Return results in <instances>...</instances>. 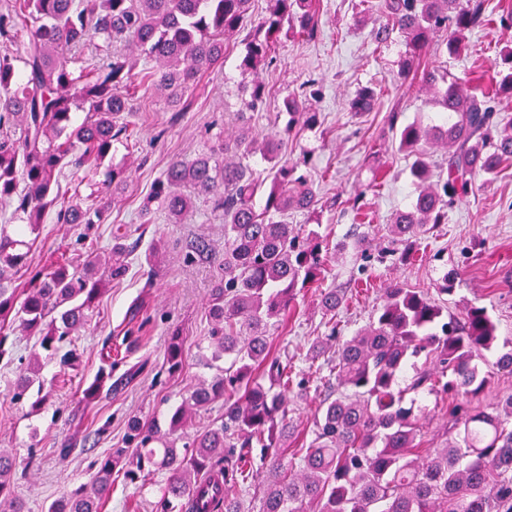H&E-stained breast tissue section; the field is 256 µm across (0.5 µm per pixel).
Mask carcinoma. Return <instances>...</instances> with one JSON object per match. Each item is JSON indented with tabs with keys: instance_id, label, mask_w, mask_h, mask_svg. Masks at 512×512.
<instances>
[{
	"instance_id": "cac0c4a2",
	"label": "carcinoma",
	"mask_w": 512,
	"mask_h": 512,
	"mask_svg": "<svg viewBox=\"0 0 512 512\" xmlns=\"http://www.w3.org/2000/svg\"><path fill=\"white\" fill-rule=\"evenodd\" d=\"M251 0H7L0 11V209L12 207L21 223L0 224V359L7 349L6 326L35 338L26 370L14 382L13 398L36 391L37 408L44 363L72 364L71 336L83 328L103 286L126 273V260L141 237L117 226L110 256H88L82 267L52 263L35 271L22 288L13 276L37 243L48 214L58 224H102L127 169L112 165L100 195L71 200L59 190L64 169L93 170L127 131L132 116L131 55L161 64L148 72L158 86L183 94L204 70L224 62L226 36L245 27ZM387 21L380 34L397 29L407 38L403 70L416 74L432 37L452 55L467 48L466 33L492 22L487 0H377ZM316 0H267L266 16L243 39L240 68L269 65L275 45L297 34L318 31ZM95 37L117 51L89 67L75 68L70 55ZM24 65L19 73L15 63ZM498 93H512V49L501 52ZM422 81L435 95V118L397 127L389 119L398 150L414 157L410 167L417 196L387 225V246L376 259H409L421 242L448 219V208L467 193L476 175L493 176L512 164V117L495 105L496 94H468L458 78L426 71ZM269 96L256 80L247 106ZM288 124L264 136L261 155L269 164L259 180L245 165L225 160L252 153L243 132L217 140L205 153L172 162L155 181L140 211L143 223L154 210L180 224L199 194L213 198L224 216V277L210 288V331L200 364L214 371L183 394L166 426L133 418L127 448L96 462L89 482L53 502L47 512H101L112 489V473L131 483L167 474L155 512H512V393L492 394L495 377H512V348L498 347L497 326L486 308L470 306L462 318L448 311L442 296L455 290L448 275L437 294L407 283L385 289L370 323L345 339L336 311L344 291L321 296L327 334L309 345L305 360L317 366L318 399L312 426L294 422V399L308 398V381L295 382L288 396V350L272 353L297 290L325 277L327 244L315 230L288 223V213L312 212L319 204L311 177L281 158L284 138L294 127L318 124V113L298 96L286 100ZM376 88H359L349 100L354 113L373 111ZM86 111L76 124L72 109ZM449 145L447 171L433 176L427 161L430 141ZM262 205H256V197ZM353 247L366 252L371 233L355 231ZM185 258L210 260L202 241ZM185 344L171 332L166 364L181 370ZM112 368H101L85 391L93 401ZM451 400L440 443L424 448L419 395ZM224 401V416L190 433L188 421ZM15 458L0 451V500L6 497ZM254 489L259 507H247L243 492Z\"/></svg>"
}]
</instances>
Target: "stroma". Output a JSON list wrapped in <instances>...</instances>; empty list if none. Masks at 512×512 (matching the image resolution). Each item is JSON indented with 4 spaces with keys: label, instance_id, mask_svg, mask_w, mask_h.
Segmentation results:
<instances>
[{
    "label": "stroma",
    "instance_id": "1",
    "mask_svg": "<svg viewBox=\"0 0 512 512\" xmlns=\"http://www.w3.org/2000/svg\"><path fill=\"white\" fill-rule=\"evenodd\" d=\"M360 0H320L319 27L313 39H284L276 47L271 67L259 71L271 94L257 110H249L241 88L250 74L240 67L242 35L230 38L223 65L201 72L182 96L173 97L145 80L143 64H136L135 80L141 88L134 96V114L128 138L113 142L112 160L126 164L130 177L105 223L83 229L47 218L30 255L31 270H38L52 254H65L70 262L83 259L84 246L77 236L87 232L93 249L107 252L111 227H142L143 244L163 242L165 249L153 276H146L140 257L128 260L123 279L112 281L98 299L90 321L72 336L78 359L73 366L50 364L42 371L50 401L32 411L31 397L13 399V382L25 367L30 343L21 333L8 339V353L0 359V449L17 457L19 467L11 487L29 512H46L48 506L89 481L95 461L123 447L129 419L165 420L178 405L187 383L208 378L212 372L198 364V346L208 336L207 300L221 276L219 265L199 261L185 263L191 243L207 240L215 251L224 249V220L212 210L208 197L197 196L183 223H170L164 211H155L149 224H141L140 206L154 182L176 158H192L209 150L216 134L237 135L250 127L262 136L285 127L284 100L299 92L307 80H315L319 96L308 104L319 112L314 129L289 135L282 149L285 159L309 156L311 176L324 204L318 220L294 213L291 223L307 225L328 235L337 245L351 229L352 216L330 207L332 197L348 199L363 194L366 221L382 242L381 232L393 215L408 207L414 197L410 175L412 157L396 150L391 141L388 116L396 112L401 122L426 121L435 108L431 94L422 92L418 79L402 77L400 61L407 46L402 34L392 33L383 42L373 36L379 17L361 14ZM466 55L454 57L436 45L422 53L421 68L446 72L460 81L477 78L482 89L492 90L499 77L493 65L499 51L512 46V27L492 22L470 32ZM374 85L380 93L373 112L357 116L348 110L355 91ZM246 121H239V113ZM330 264L337 283H350L346 301L336 314L343 336L366 326L383 301V291L396 281L435 290L444 275L458 270L459 280L448 295V309L462 314L470 305L486 306L498 326L500 341L512 342V165L493 179L475 176L468 196L448 210V221L433 237L423 240L407 264L378 263L358 253H331ZM321 286L312 284L292 304L285 329L274 338L275 350L294 354V369L302 371L309 343L323 335L319 307ZM145 306L137 318L129 310L137 299ZM180 328L189 347L182 374H169L164 357L169 332ZM112 365L113 379L130 370L137 377L128 385L102 393L89 407L79 406L86 387L99 369ZM70 452H63L64 443ZM163 475L137 488L116 478L102 512H155Z\"/></svg>",
    "mask_w": 512,
    "mask_h": 512
}]
</instances>
